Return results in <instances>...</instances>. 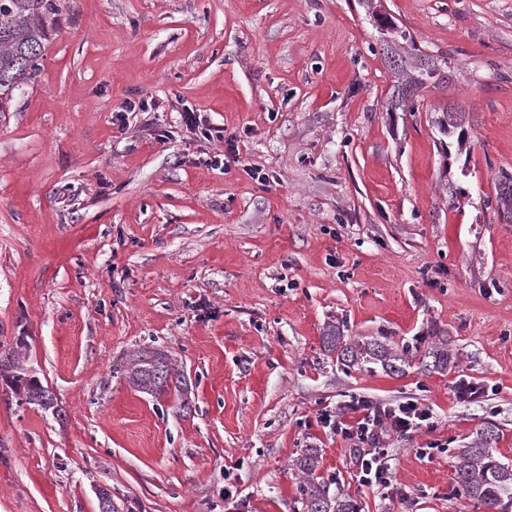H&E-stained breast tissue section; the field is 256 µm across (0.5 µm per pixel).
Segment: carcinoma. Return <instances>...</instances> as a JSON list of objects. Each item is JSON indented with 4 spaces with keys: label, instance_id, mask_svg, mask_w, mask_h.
Here are the masks:
<instances>
[{
    "label": "carcinoma",
    "instance_id": "obj_1",
    "mask_svg": "<svg viewBox=\"0 0 512 512\" xmlns=\"http://www.w3.org/2000/svg\"><path fill=\"white\" fill-rule=\"evenodd\" d=\"M54 0H0V112H5L14 91L34 81L38 60L50 39L51 16L57 14ZM386 53L400 59L393 70L394 80L389 89L388 110L403 109L429 80L439 84L451 74L439 69L435 58L424 52L414 36L393 21L381 25ZM497 210L501 218L512 223V174H501L495 183ZM326 356L334 357L348 368L374 373L381 367L389 374L405 373V366L415 361L425 370H448V337L439 336L422 354L411 356L398 346L378 340L351 342L340 327L329 324L321 336ZM125 381L139 392L159 400L168 395L181 398L184 409H191L187 398V382L176 369L168 354L158 350L138 349L130 353L119 368ZM16 385L23 386L25 400L41 408L56 407L52 393L40 383L25 384L15 376ZM495 435L484 429L477 433L474 444L458 448L454 453L456 492L477 512H512V461L503 460L493 452ZM321 463L318 448H302L293 460L301 472L295 503L297 512H357L348 498L330 492L331 483L316 477Z\"/></svg>",
    "mask_w": 512,
    "mask_h": 512
}]
</instances>
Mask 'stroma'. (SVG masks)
<instances>
[{"instance_id":"obj_1","label":"stroma","mask_w":512,"mask_h":512,"mask_svg":"<svg viewBox=\"0 0 512 512\" xmlns=\"http://www.w3.org/2000/svg\"><path fill=\"white\" fill-rule=\"evenodd\" d=\"M55 2L40 71L0 112V356L20 350L63 414L0 377V512H101V489L115 512H293L309 445L360 512H472L452 450L488 428L512 459V224L493 190L512 174V0H382L451 71L411 112L387 109L358 0ZM228 137L240 162L209 165ZM331 323L444 336L452 362L348 369L321 349ZM142 347L184 372L191 412L119 374ZM461 378L490 394L458 399ZM359 395L433 413L384 438L393 491L360 485L321 419L355 421ZM431 441L446 453L420 457Z\"/></svg>"}]
</instances>
